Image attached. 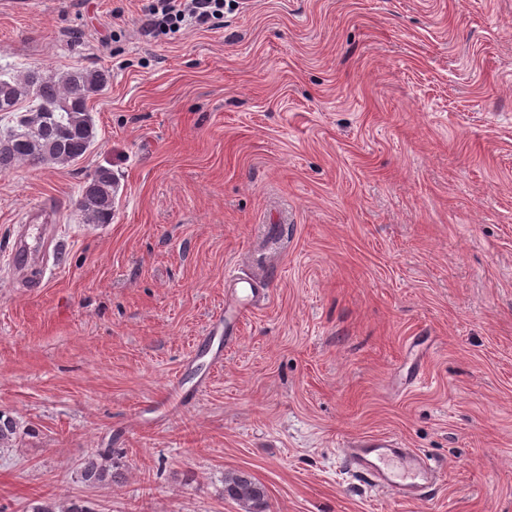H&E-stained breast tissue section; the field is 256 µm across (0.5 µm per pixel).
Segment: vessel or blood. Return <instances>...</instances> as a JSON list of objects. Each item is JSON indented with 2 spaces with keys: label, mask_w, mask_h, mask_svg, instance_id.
Masks as SVG:
<instances>
[{
  "label": "vessel or blood",
  "mask_w": 512,
  "mask_h": 512,
  "mask_svg": "<svg viewBox=\"0 0 512 512\" xmlns=\"http://www.w3.org/2000/svg\"><path fill=\"white\" fill-rule=\"evenodd\" d=\"M262 283L259 274L234 278L236 293L225 303L223 315L209 326L207 338L226 334L234 319L262 300ZM344 453L357 473L368 476L375 486L400 499H417L419 489L435 479V471L425 459L405 448L402 440L393 435L351 441Z\"/></svg>",
  "instance_id": "obj_1"
}]
</instances>
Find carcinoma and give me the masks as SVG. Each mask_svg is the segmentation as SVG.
<instances>
[{"mask_svg": "<svg viewBox=\"0 0 512 512\" xmlns=\"http://www.w3.org/2000/svg\"><path fill=\"white\" fill-rule=\"evenodd\" d=\"M109 75L98 69H78L63 75L30 67L20 75H0V112L14 125L0 132V173L19 163L30 166L64 165L82 158L94 138L87 107L89 98L102 91ZM115 184L112 171L100 167L82 189L77 207L86 224H107L112 219ZM14 419L0 412V448L16 438ZM89 484L118 483L123 474L112 462V449L88 457L81 466ZM224 497L244 512H267L264 485L243 471L224 476ZM33 512H91L82 501H43Z\"/></svg>", "mask_w": 512, "mask_h": 512, "instance_id": "1", "label": "carcinoma"}]
</instances>
